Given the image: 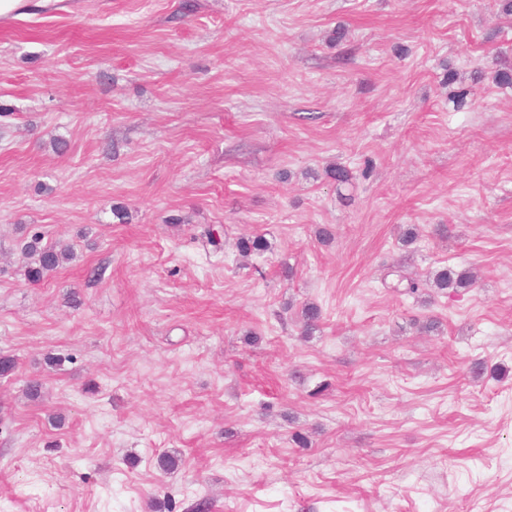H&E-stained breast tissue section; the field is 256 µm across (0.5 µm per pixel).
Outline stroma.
Here are the masks:
<instances>
[{
	"label": "stroma",
	"instance_id": "stroma-1",
	"mask_svg": "<svg viewBox=\"0 0 512 512\" xmlns=\"http://www.w3.org/2000/svg\"><path fill=\"white\" fill-rule=\"evenodd\" d=\"M498 56V0H72L0 27V512H512ZM35 233L76 253L38 285ZM448 264L478 283L396 286Z\"/></svg>",
	"mask_w": 512,
	"mask_h": 512
}]
</instances>
